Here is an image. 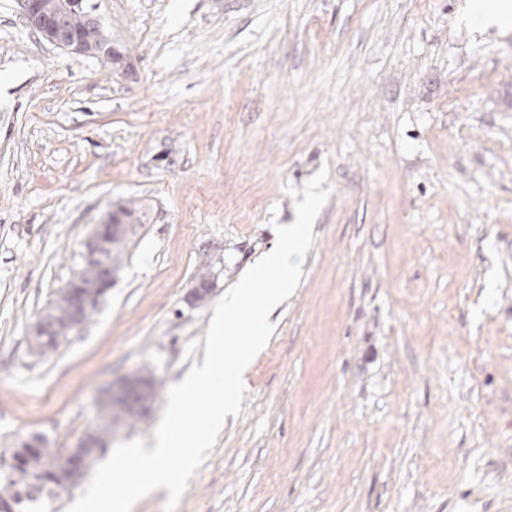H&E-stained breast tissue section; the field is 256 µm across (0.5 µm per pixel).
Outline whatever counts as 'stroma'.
Here are the masks:
<instances>
[{
  "instance_id": "obj_1",
  "label": "stroma",
  "mask_w": 512,
  "mask_h": 512,
  "mask_svg": "<svg viewBox=\"0 0 512 512\" xmlns=\"http://www.w3.org/2000/svg\"><path fill=\"white\" fill-rule=\"evenodd\" d=\"M119 78L0 0V459L67 454L150 371L152 442L209 319L327 170L302 278L175 512H512V27L468 0H90ZM116 285L27 330L113 207ZM213 267L205 301L188 293Z\"/></svg>"
}]
</instances>
